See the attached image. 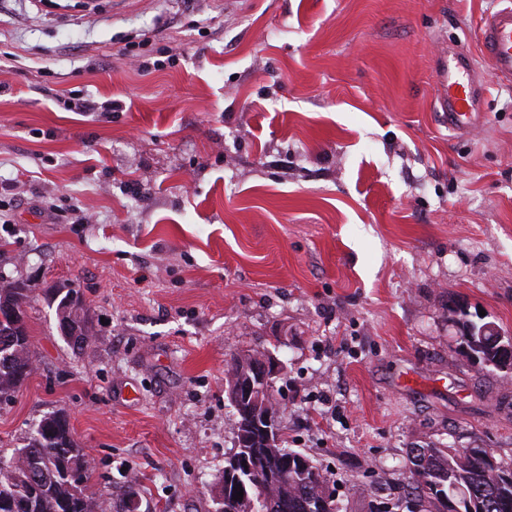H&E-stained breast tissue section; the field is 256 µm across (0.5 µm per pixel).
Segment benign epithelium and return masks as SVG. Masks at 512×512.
<instances>
[{
  "instance_id": "1",
  "label": "benign epithelium",
  "mask_w": 512,
  "mask_h": 512,
  "mask_svg": "<svg viewBox=\"0 0 512 512\" xmlns=\"http://www.w3.org/2000/svg\"><path fill=\"white\" fill-rule=\"evenodd\" d=\"M477 345L487 347L496 354V369L512 371V337L504 336L495 324L487 323L481 328ZM283 370V363L272 354H255L251 374L228 389L227 397L231 406L250 420L247 431L234 424L235 447L272 448L279 444L281 415L267 404L260 405V398L256 394L272 396L275 381Z\"/></svg>"
}]
</instances>
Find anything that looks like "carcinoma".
<instances>
[{
  "label": "carcinoma",
  "instance_id": "cac0c4a2",
  "mask_svg": "<svg viewBox=\"0 0 512 512\" xmlns=\"http://www.w3.org/2000/svg\"><path fill=\"white\" fill-rule=\"evenodd\" d=\"M30 289L0 277V345H10L9 363L0 361V401L9 399L32 373L35 356L26 307ZM56 305L58 328L72 345L83 348L92 338L88 309L80 291L59 288L50 298ZM252 469L224 466L238 473L224 498V512H337L335 500L322 494L327 482L305 455L281 445L240 448ZM412 493L419 512H512V468L493 465L483 448H440L428 444L412 449ZM72 462L86 472L82 481L44 472L55 461ZM275 461L287 469L282 482L268 480L264 464ZM91 464L73 437L67 415H44L23 446L0 449V512H110L112 505L87 493ZM243 491L242 500L235 499Z\"/></svg>",
  "mask_w": 512,
  "mask_h": 512
}]
</instances>
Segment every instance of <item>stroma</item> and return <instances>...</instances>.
I'll return each mask as SVG.
<instances>
[{
	"label": "stroma",
	"instance_id": "obj_1",
	"mask_svg": "<svg viewBox=\"0 0 512 512\" xmlns=\"http://www.w3.org/2000/svg\"><path fill=\"white\" fill-rule=\"evenodd\" d=\"M503 4L0 0L21 66H0V275L32 290L36 353L0 446L62 408L112 512L134 474L138 512H216L224 371L260 350L339 512H407L426 442L512 468V373L463 351L450 310L512 336V83L459 136L434 76ZM86 93L111 112L66 110ZM63 283L81 350L48 304ZM49 302H57L58 328L65 340L80 349L87 346L93 334L88 309L80 291L75 288H58Z\"/></svg>",
	"mask_w": 512,
	"mask_h": 512
}]
</instances>
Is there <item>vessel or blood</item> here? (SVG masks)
<instances>
[{"mask_svg":"<svg viewBox=\"0 0 512 512\" xmlns=\"http://www.w3.org/2000/svg\"><path fill=\"white\" fill-rule=\"evenodd\" d=\"M480 54L496 78L512 81V4L488 12L480 28ZM439 108L448 116L450 129L469 133L477 120L485 85L468 52L459 46L443 52L437 62Z\"/></svg>","mask_w":512,"mask_h":512,"instance_id":"obj_1","label":"vessel or blood"}]
</instances>
